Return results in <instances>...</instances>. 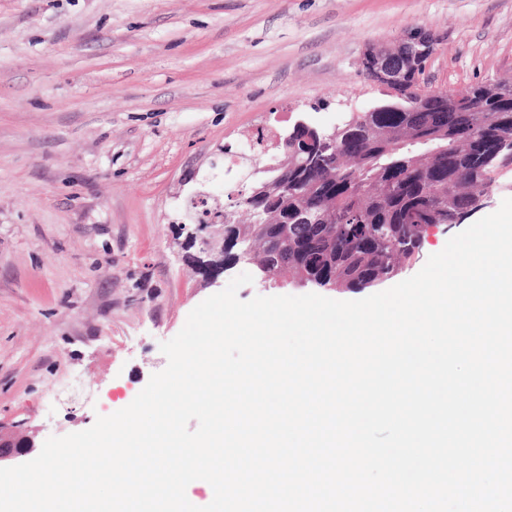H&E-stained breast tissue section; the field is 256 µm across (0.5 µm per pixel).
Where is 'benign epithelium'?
Wrapping results in <instances>:
<instances>
[{"label": "benign epithelium", "instance_id": "benign-epithelium-1", "mask_svg": "<svg viewBox=\"0 0 512 512\" xmlns=\"http://www.w3.org/2000/svg\"><path fill=\"white\" fill-rule=\"evenodd\" d=\"M438 38L423 27H416L404 32L399 37L385 45L367 43L363 49L359 71L367 79L379 84L394 95H401V89L405 85L408 76L414 77L411 91L422 96L424 92L418 90L420 71L425 69L427 62L435 55ZM400 55L405 63L402 69H395L389 64V57ZM441 100L442 109L450 112H462L466 105L467 94L463 91L435 93ZM193 205L205 206L208 214L197 218L195 224L177 225L178 236L184 238L183 244L191 245L196 249L193 262L199 274L211 284L217 283V279L224 273V250L227 245L224 239L215 237L209 228L217 218H222L225 224H238V211L228 214L220 209L208 207V197L203 193H197L192 198ZM33 448L29 436L20 433L7 435L0 434V462L12 460L27 455Z\"/></svg>", "mask_w": 512, "mask_h": 512}]
</instances>
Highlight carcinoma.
Segmentation results:
<instances>
[{"label":"carcinoma","mask_w":512,"mask_h":512,"mask_svg":"<svg viewBox=\"0 0 512 512\" xmlns=\"http://www.w3.org/2000/svg\"><path fill=\"white\" fill-rule=\"evenodd\" d=\"M507 94L490 96L488 83L467 87L471 111L408 112L413 102L394 96L336 127V160L316 171L326 132L298 128L288 143L263 159L281 167L260 173L272 183L255 202L272 224H226L231 242L225 262L241 250L269 280L286 270L300 283L355 291L395 277L419 248L425 226L443 224L475 206L495 183L504 155L496 140L512 139V78L498 80Z\"/></svg>","instance_id":"1"}]
</instances>
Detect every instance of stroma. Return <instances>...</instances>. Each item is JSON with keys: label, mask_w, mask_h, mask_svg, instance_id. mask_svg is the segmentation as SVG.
Returning a JSON list of instances; mask_svg holds the SVG:
<instances>
[{"label": "stroma", "mask_w": 512, "mask_h": 512, "mask_svg": "<svg viewBox=\"0 0 512 512\" xmlns=\"http://www.w3.org/2000/svg\"><path fill=\"white\" fill-rule=\"evenodd\" d=\"M422 26L421 86L512 76V0H0V431L43 446L128 406L222 291L176 243L188 200L233 205L261 126L330 128L389 99L366 43ZM427 227L400 279L460 233Z\"/></svg>", "instance_id": "35a3bbf8"}]
</instances>
